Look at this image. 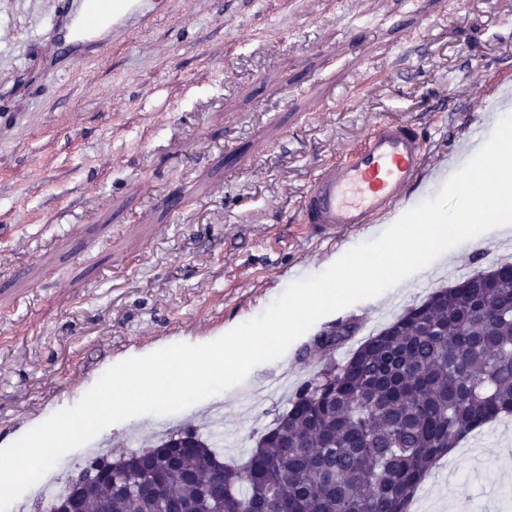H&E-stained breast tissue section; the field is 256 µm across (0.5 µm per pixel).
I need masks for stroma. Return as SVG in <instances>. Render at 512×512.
Returning a JSON list of instances; mask_svg holds the SVG:
<instances>
[{"label": "stroma", "mask_w": 512, "mask_h": 512, "mask_svg": "<svg viewBox=\"0 0 512 512\" xmlns=\"http://www.w3.org/2000/svg\"><path fill=\"white\" fill-rule=\"evenodd\" d=\"M169 0L107 55L35 60L57 0H0V446L80 401L117 358L223 333L293 282L378 237L321 238L298 203L318 164L382 119L430 132L429 162L467 149L512 80V0ZM429 24H422V17ZM189 196L180 216L159 205ZM463 242L377 297L320 318L277 360L181 411L98 433L113 455L223 409L226 464L326 363L455 285L512 262V233ZM357 332L324 354L315 336ZM409 512H512V416L440 459Z\"/></svg>", "instance_id": "stroma-1"}]
</instances>
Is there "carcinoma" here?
I'll list each match as a JSON object with an SVG mask.
<instances>
[{
    "mask_svg": "<svg viewBox=\"0 0 512 512\" xmlns=\"http://www.w3.org/2000/svg\"><path fill=\"white\" fill-rule=\"evenodd\" d=\"M512 414V263L474 272L363 342L288 399L244 465L221 462L210 438L170 456L166 433L123 473L154 489L85 491L86 512H408L436 461L472 432Z\"/></svg>",
    "mask_w": 512,
    "mask_h": 512,
    "instance_id": "obj_1",
    "label": "carcinoma"
}]
</instances>
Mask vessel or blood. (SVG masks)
Wrapping results in <instances>:
<instances>
[{"mask_svg":"<svg viewBox=\"0 0 512 512\" xmlns=\"http://www.w3.org/2000/svg\"><path fill=\"white\" fill-rule=\"evenodd\" d=\"M160 0H58L52 32L56 59L71 68L107 52V32L132 30L155 16ZM424 126L407 119L378 121L361 143L322 165L303 192V224L324 236L383 219L410 200L428 172Z\"/></svg>","mask_w":512,"mask_h":512,"instance_id":"obj_1","label":"vessel or blood"}]
</instances>
